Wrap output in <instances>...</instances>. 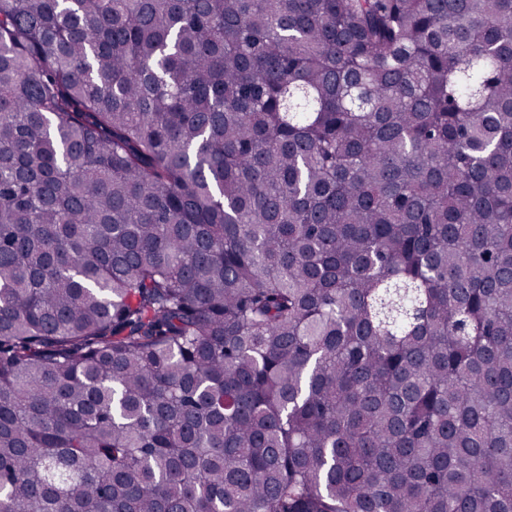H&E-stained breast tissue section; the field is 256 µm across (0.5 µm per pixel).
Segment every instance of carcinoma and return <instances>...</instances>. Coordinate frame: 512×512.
<instances>
[{"label":"carcinoma","instance_id":"obj_1","mask_svg":"<svg viewBox=\"0 0 512 512\" xmlns=\"http://www.w3.org/2000/svg\"><path fill=\"white\" fill-rule=\"evenodd\" d=\"M0 512H512V0H0Z\"/></svg>","mask_w":512,"mask_h":512}]
</instances>
